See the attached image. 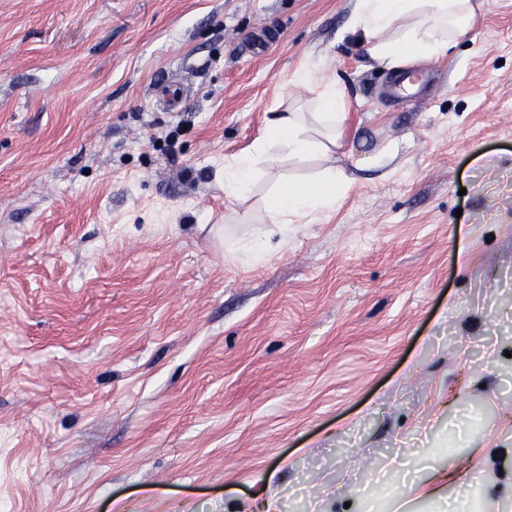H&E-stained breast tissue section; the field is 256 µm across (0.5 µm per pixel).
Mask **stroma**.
<instances>
[{"label": "stroma", "mask_w": 512, "mask_h": 512, "mask_svg": "<svg viewBox=\"0 0 512 512\" xmlns=\"http://www.w3.org/2000/svg\"><path fill=\"white\" fill-rule=\"evenodd\" d=\"M417 103L353 0H0V512H437L420 448L512 512V0ZM343 88L330 218L261 222L224 161ZM181 80L176 110L156 90Z\"/></svg>", "instance_id": "35a3bbf8"}]
</instances>
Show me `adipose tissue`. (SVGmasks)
<instances>
[{"label": "adipose tissue", "instance_id": "ef3b65f1", "mask_svg": "<svg viewBox=\"0 0 512 512\" xmlns=\"http://www.w3.org/2000/svg\"><path fill=\"white\" fill-rule=\"evenodd\" d=\"M477 0H353L349 29L358 33L373 60L388 70L414 58L448 57L477 15ZM313 112L301 107L272 110L254 146L224 162V194L246 195L260 175L286 159L319 157L323 168L305 183L276 187L267 198L265 218L272 224H310L328 219L352 179L336 167L346 137L344 93L325 82Z\"/></svg>", "mask_w": 512, "mask_h": 512}]
</instances>
